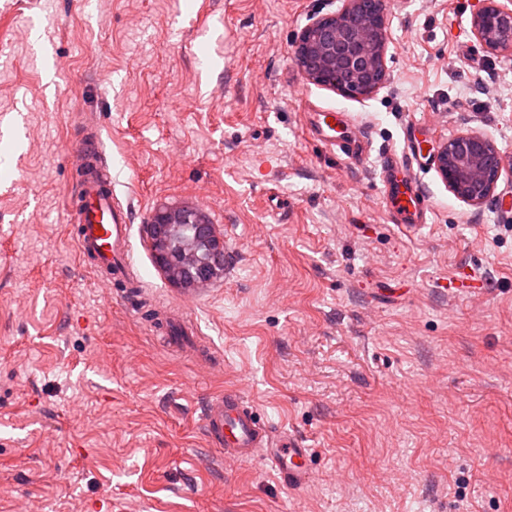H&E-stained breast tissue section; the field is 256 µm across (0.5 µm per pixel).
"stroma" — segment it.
I'll return each mask as SVG.
<instances>
[{
  "label": "stroma",
  "mask_w": 512,
  "mask_h": 512,
  "mask_svg": "<svg viewBox=\"0 0 512 512\" xmlns=\"http://www.w3.org/2000/svg\"><path fill=\"white\" fill-rule=\"evenodd\" d=\"M480 4L394 0L368 97L292 58L340 0L0 10V512H512V56L475 37ZM313 104L347 110L376 152L416 124L425 228L392 222L374 161L308 133ZM96 122L140 302L192 296L206 360L77 252L66 210ZM467 131L502 163L478 207L437 170ZM164 199L223 231L221 278L188 293L156 268L144 226ZM227 388L309 448L307 484L206 442Z\"/></svg>",
  "instance_id": "stroma-1"
}]
</instances>
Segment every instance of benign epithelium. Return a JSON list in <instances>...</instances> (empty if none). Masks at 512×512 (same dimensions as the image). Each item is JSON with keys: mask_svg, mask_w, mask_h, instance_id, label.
I'll return each instance as SVG.
<instances>
[{"mask_svg": "<svg viewBox=\"0 0 512 512\" xmlns=\"http://www.w3.org/2000/svg\"><path fill=\"white\" fill-rule=\"evenodd\" d=\"M471 25L481 44L491 53H512V41L495 38L503 27L512 29V0H485L472 16ZM388 22L384 8L372 0L366 8L363 0H342L339 10L307 25L293 44V59L305 62L312 52L319 68L306 70L308 78L345 95L367 97L378 91L386 80L385 57L388 48ZM497 158L493 144L478 132L461 133L448 139L437 152L438 170L448 189L462 202L480 206L493 196L501 175L498 162L487 165V157ZM153 214L165 224H147L146 233L158 269L177 288H200L213 277L204 271V254L194 243L182 246L177 265L167 262L166 230L184 220L182 205L161 203ZM207 234V247L219 252L224 235L210 222L204 211L196 213ZM196 271L198 277L187 280L184 273Z\"/></svg>", "mask_w": 512, "mask_h": 512, "instance_id": "7a95c632", "label": "benign epithelium"}]
</instances>
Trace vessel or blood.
I'll return each instance as SVG.
<instances>
[{"label": "vessel or blood", "mask_w": 512, "mask_h": 512, "mask_svg": "<svg viewBox=\"0 0 512 512\" xmlns=\"http://www.w3.org/2000/svg\"><path fill=\"white\" fill-rule=\"evenodd\" d=\"M312 135L324 143L338 145L351 161H364L371 150L365 135L342 136L349 117L338 108L316 109L308 113ZM99 131H92L78 151V166L83 172L79 195L68 209V221L79 230L75 244L79 255L87 259L98 279L126 284L129 278L127 243L130 211L120 202L111 173L103 167ZM382 197L394 221L407 231L425 227L433 204L426 197L414 167V153L385 150L379 155ZM185 305L157 309L150 320L154 332L176 348L200 352L197 330L185 316ZM202 427L210 445L223 449L227 458H262L288 486L307 483L308 449L299 446L288 433L275 432L264 424L257 410L241 391L230 388L212 397L202 412Z\"/></svg>", "instance_id": "1"}]
</instances>
